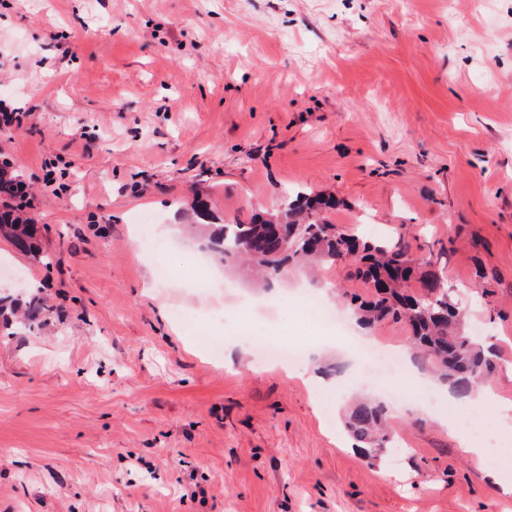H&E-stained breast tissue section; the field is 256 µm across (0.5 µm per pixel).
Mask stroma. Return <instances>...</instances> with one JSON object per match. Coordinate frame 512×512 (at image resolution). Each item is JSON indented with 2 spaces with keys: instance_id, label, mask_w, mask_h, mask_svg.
<instances>
[{
  "instance_id": "obj_1",
  "label": "stroma",
  "mask_w": 512,
  "mask_h": 512,
  "mask_svg": "<svg viewBox=\"0 0 512 512\" xmlns=\"http://www.w3.org/2000/svg\"><path fill=\"white\" fill-rule=\"evenodd\" d=\"M0 99L28 114L0 156L48 258L0 238V294L47 308L0 335V512H512L429 414L389 408L400 452L356 454L341 351L301 366L326 397L250 346L212 358L250 324L323 332L250 309L261 288L215 257L224 287H158L134 222L159 216L185 274L193 197L228 224L335 197L318 220L433 262L512 400V0H0ZM300 287L342 312L370 295L341 266L292 268L278 294Z\"/></svg>"
}]
</instances>
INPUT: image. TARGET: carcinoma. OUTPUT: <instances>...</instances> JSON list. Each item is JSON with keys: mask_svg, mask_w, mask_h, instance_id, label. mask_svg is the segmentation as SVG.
Wrapping results in <instances>:
<instances>
[{"mask_svg": "<svg viewBox=\"0 0 512 512\" xmlns=\"http://www.w3.org/2000/svg\"><path fill=\"white\" fill-rule=\"evenodd\" d=\"M335 206L332 199L298 193L288 199L284 212L272 217L256 215L247 224H209L210 215L199 201L190 209L204 222L202 237L224 262L251 258L261 267L266 282L281 277L290 265L349 266L351 276L372 288L370 299L349 301L358 323L366 328L384 321L408 325L418 364L447 383L457 397H469L493 373L497 360L495 353L484 349L462 327L453 291L431 264L414 265L403 240L371 241L307 216L309 211ZM25 207L26 191L1 177L0 237L8 239L18 252L40 261L38 225ZM414 279L420 290L409 292ZM386 419V406L370 399L347 409L343 426L357 453L376 456L393 447Z\"/></svg>", "mask_w": 512, "mask_h": 512, "instance_id": "carcinoma-1", "label": "carcinoma"}]
</instances>
